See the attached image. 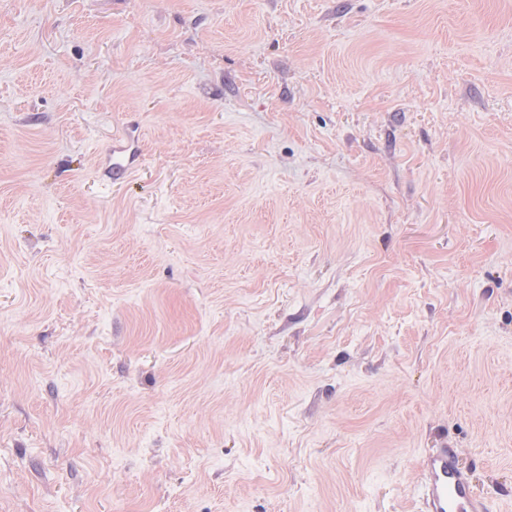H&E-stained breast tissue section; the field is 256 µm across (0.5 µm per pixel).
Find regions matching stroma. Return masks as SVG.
Returning <instances> with one entry per match:
<instances>
[{"instance_id":"stroma-1","label":"stroma","mask_w":512,"mask_h":512,"mask_svg":"<svg viewBox=\"0 0 512 512\" xmlns=\"http://www.w3.org/2000/svg\"><path fill=\"white\" fill-rule=\"evenodd\" d=\"M446 446L512 512V0H0V512H422Z\"/></svg>"}]
</instances>
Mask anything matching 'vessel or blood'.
Wrapping results in <instances>:
<instances>
[{
    "label": "vessel or blood",
    "instance_id": "obj_1",
    "mask_svg": "<svg viewBox=\"0 0 512 512\" xmlns=\"http://www.w3.org/2000/svg\"><path fill=\"white\" fill-rule=\"evenodd\" d=\"M423 512H490L491 501L478 493L456 449L433 448L420 463Z\"/></svg>",
    "mask_w": 512,
    "mask_h": 512
}]
</instances>
